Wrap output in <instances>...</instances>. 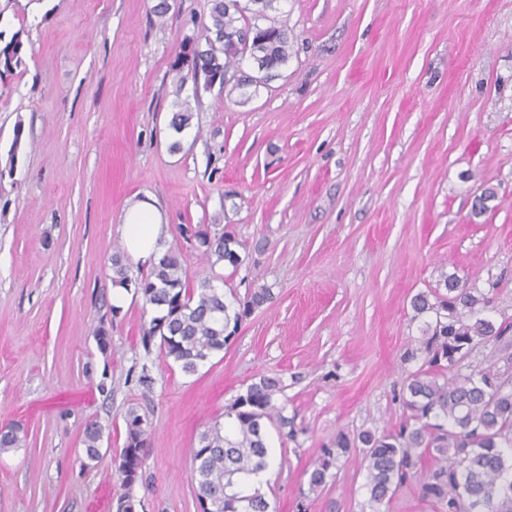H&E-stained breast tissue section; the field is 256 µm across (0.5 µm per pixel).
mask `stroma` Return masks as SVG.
<instances>
[{
    "instance_id": "35a3bbf8",
    "label": "stroma",
    "mask_w": 512,
    "mask_h": 512,
    "mask_svg": "<svg viewBox=\"0 0 512 512\" xmlns=\"http://www.w3.org/2000/svg\"><path fill=\"white\" fill-rule=\"evenodd\" d=\"M157 2L0 0V36L25 46L0 88V426L27 434L0 453V512H115L132 408L137 512H199L193 450L263 375L294 431L267 430L273 512H373L355 458L320 492L309 473L337 433L403 420L411 297L454 273L512 323V0H275L287 65L245 104L201 92L176 152L170 64L204 0L162 20ZM144 194L189 279L208 268L177 227L206 224L248 255L225 290L274 294L192 374L143 348L140 294L112 308L118 227ZM126 439L124 448L119 454L118 470L122 476V486L125 491L121 497L129 496L130 486L138 481L144 455L148 446L145 420L136 411L130 410L125 416Z\"/></svg>"
}]
</instances>
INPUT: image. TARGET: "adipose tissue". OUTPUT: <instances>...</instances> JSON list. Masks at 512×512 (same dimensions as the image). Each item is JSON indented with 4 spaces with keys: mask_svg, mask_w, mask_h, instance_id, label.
Returning <instances> with one entry per match:
<instances>
[{
    "mask_svg": "<svg viewBox=\"0 0 512 512\" xmlns=\"http://www.w3.org/2000/svg\"><path fill=\"white\" fill-rule=\"evenodd\" d=\"M166 227L165 217L151 197L131 198L120 226L130 260L146 265L158 262L163 254L160 241Z\"/></svg>",
    "mask_w": 512,
    "mask_h": 512,
    "instance_id": "obj_1",
    "label": "adipose tissue"
}]
</instances>
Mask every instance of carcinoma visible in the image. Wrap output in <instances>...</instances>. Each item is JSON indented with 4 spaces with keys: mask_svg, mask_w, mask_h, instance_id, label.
Wrapping results in <instances>:
<instances>
[{
    "mask_svg": "<svg viewBox=\"0 0 512 512\" xmlns=\"http://www.w3.org/2000/svg\"><path fill=\"white\" fill-rule=\"evenodd\" d=\"M274 0H207L200 33L185 38L171 63L177 75L176 93L188 79L201 76L203 88L232 85L245 90L268 84L288 62V27L268 16ZM23 43L17 37L0 49V77L21 63ZM261 65L253 74L240 69L243 56ZM169 126L176 133L189 127L192 112L187 102L174 103ZM180 237L193 240L202 250L211 274L192 282L182 254L169 249L158 264L140 277L129 276L120 253L112 256V283L134 285L152 308L144 346L159 339L161 355L192 374L237 333L239 324L273 299L271 289L257 288L244 297L228 296L211 288L219 277L216 267L237 270L248 258L229 232H213L205 224L179 225ZM489 300L461 284L453 274H443L435 287L411 300L414 318L422 319L421 337L404 352V362L421 361L407 376L402 404L407 412L394 431L364 430L349 436L339 433L310 472L313 490L324 489L333 477L330 469L340 456L360 449L366 488L375 512L390 503L411 473L426 466L420 486L423 499L439 512H512V377L491 366L460 375L456 366L473 348L489 340L507 343L512 326L496 324L486 315ZM280 379L262 376L251 383L224 410L232 420L226 430L219 425L203 432L193 452L198 500L224 496V512H269L270 503L253 479L268 469L270 457L266 428L288 427L279 395ZM126 439L119 454L123 496L138 481L148 446L145 420L131 410L125 416ZM102 427L90 421L84 430L86 459L99 457ZM25 435L16 425L0 434V451L23 446Z\"/></svg>",
    "mask_w": 512,
    "mask_h": 512,
    "instance_id": "carcinoma-1",
    "label": "carcinoma"
}]
</instances>
